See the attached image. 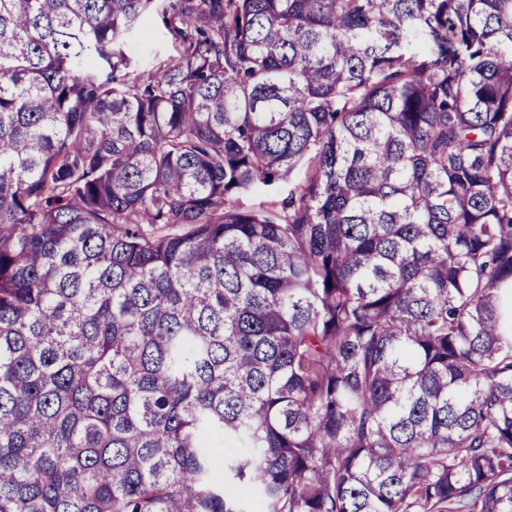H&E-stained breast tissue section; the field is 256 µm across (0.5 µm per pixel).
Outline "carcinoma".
<instances>
[{
  "mask_svg": "<svg viewBox=\"0 0 512 512\" xmlns=\"http://www.w3.org/2000/svg\"><path fill=\"white\" fill-rule=\"evenodd\" d=\"M0 512H512V0H0ZM145 52L134 56V60L140 65H148L158 58H168L176 54L173 44L166 37L163 27L157 22L144 48Z\"/></svg>",
  "mask_w": 512,
  "mask_h": 512,
  "instance_id": "cac0c4a2",
  "label": "carcinoma"
}]
</instances>
